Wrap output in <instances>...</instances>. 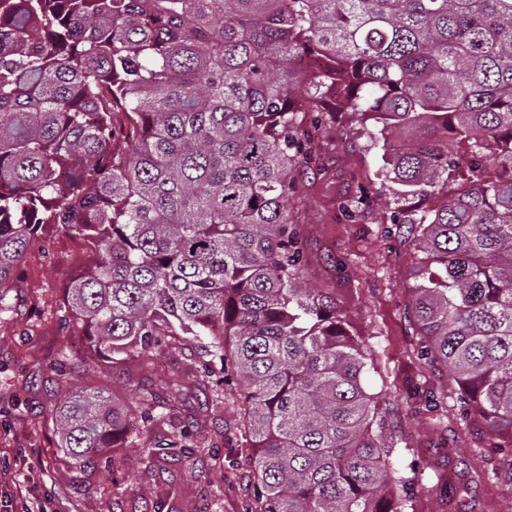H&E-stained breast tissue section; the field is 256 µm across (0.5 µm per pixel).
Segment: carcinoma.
<instances>
[{"label": "carcinoma", "instance_id": "carcinoma-1", "mask_svg": "<svg viewBox=\"0 0 512 512\" xmlns=\"http://www.w3.org/2000/svg\"><path fill=\"white\" fill-rule=\"evenodd\" d=\"M300 86L382 143L392 221L422 254L421 356L456 377L460 420L479 414L512 481V177L491 173L512 171V0H0V288L46 228L82 240L64 323L95 360L202 339L216 398L241 389L244 512H405L370 350L302 279ZM464 169L479 176L448 193ZM160 399L69 388L60 447L96 466Z\"/></svg>", "mask_w": 512, "mask_h": 512}]
</instances>
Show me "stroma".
I'll list each match as a JSON object with an SVG mask.
<instances>
[{
    "instance_id": "1",
    "label": "stroma",
    "mask_w": 512,
    "mask_h": 512,
    "mask_svg": "<svg viewBox=\"0 0 512 512\" xmlns=\"http://www.w3.org/2000/svg\"><path fill=\"white\" fill-rule=\"evenodd\" d=\"M298 119L315 130L309 162L288 172V218L303 243L304 277L335 298L374 352L368 386L394 423L395 465L415 480L406 512H512V480L496 473L483 423L459 420L452 373L420 355L410 310L417 252L407 227L391 221L392 196L375 191L381 148L361 134L357 115L337 110L334 96ZM88 260L82 241L46 229L0 292V512H21L18 482L48 512H243L252 487L238 452L236 396L229 390L216 401L213 379L197 371L201 342L176 338L151 355L169 387L149 425L128 424L143 441L188 432L192 455L162 467L139 448L113 449L135 465L139 480L130 488L100 483L60 448L54 408L61 389L47 365L124 406L145 389L136 364L88 361L80 328L63 322L65 287ZM422 391L448 400L425 408Z\"/></svg>"
}]
</instances>
